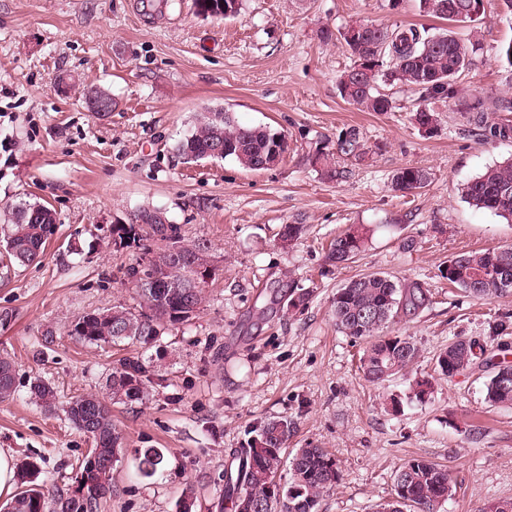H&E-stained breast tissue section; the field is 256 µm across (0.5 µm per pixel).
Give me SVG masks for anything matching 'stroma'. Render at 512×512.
<instances>
[{
  "mask_svg": "<svg viewBox=\"0 0 512 512\" xmlns=\"http://www.w3.org/2000/svg\"><path fill=\"white\" fill-rule=\"evenodd\" d=\"M359 20L436 25L419 0H243L224 20L199 16L193 0H164L152 17L141 0H0V222L22 201L57 218L40 262L10 263L0 239V356L17 365V394L0 403V449L42 458L47 485L72 488L91 446L67 420V401L108 396L113 366L134 357L153 385L146 398L112 407L124 452L98 512H176L186 488L192 512H221L237 449L281 417L295 424L289 447L316 445L340 462L342 480L318 512H374L414 457L447 465L457 484L440 512L512 500V408L487 403L484 367L436 380L425 402L383 407L432 375L453 341L491 353L512 345V334L491 333L512 326V294L477 301L440 275L452 255L512 244V224L460 193L512 157V140H483L465 113L441 102L437 130L419 131L407 86L387 87L388 112L348 103L337 79L354 57L319 31ZM474 30L481 48L457 80L459 99L512 97V72L498 57L512 42V15L484 0L474 23L453 27L464 40ZM92 86L114 95L117 108L88 112L83 92ZM224 110L240 125L285 134L287 154L258 171L230 158H180L177 141L203 114ZM351 127L373 152L326 180L312 158ZM405 165L429 169L432 180L404 197L391 177ZM145 207L164 211L184 240L208 245L205 301L190 322L150 340L80 342L69 334L74 320L132 305L128 269L165 247L136 223ZM299 223L305 233L282 244V226ZM130 224L134 240L116 245L113 229ZM351 224L367 230L363 251L330 263L327 244ZM373 272L424 283L430 294L392 326L416 341L417 361L380 387L365 380L360 343L330 312L338 288ZM293 291L308 293L306 304L291 305ZM37 380L56 392L53 410L31 400ZM140 448L163 450L162 477L136 475Z\"/></svg>",
  "mask_w": 512,
  "mask_h": 512,
  "instance_id": "obj_1",
  "label": "stroma"
}]
</instances>
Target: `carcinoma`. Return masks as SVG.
Segmentation results:
<instances>
[{"label":"carcinoma","instance_id":"1","mask_svg":"<svg viewBox=\"0 0 512 512\" xmlns=\"http://www.w3.org/2000/svg\"><path fill=\"white\" fill-rule=\"evenodd\" d=\"M482 0H419L425 16L448 23H467L479 14ZM210 16L225 19L224 7L232 15L240 11V0H194ZM363 22L357 21L343 29L320 31L324 41L337 35L351 50L354 63L342 72L340 94L363 112H389L392 101L379 90L380 85L401 83L418 94L413 110L416 127L430 132L437 125L432 104L449 103L457 98L455 78L470 63L479 41L464 42L445 29L430 34L414 26L389 28L374 24L355 37L351 32ZM468 123L485 140L512 138V97H499L487 103L473 98L465 104ZM221 121L202 116L192 132L179 141L176 151L186 161L204 159L214 141L231 143L233 149L225 157L243 167L253 166L267 157L277 132L261 126L238 124L229 112H220ZM367 147L360 131L348 128L339 134L336 153H322L313 159L328 178L342 175L336 158L360 160ZM431 172L420 166L405 165L393 175L394 190L411 193L426 187ZM461 196L469 205L489 210L512 222V159L490 167L469 180L461 188ZM11 224L5 240L9 258L20 265H29L43 256L45 245L54 232L55 214L49 207L30 202L15 205L8 215ZM175 233L165 237L167 248L176 251L180 263L149 272L145 266H134L128 276L136 283L138 310L116 305L96 314L78 318L71 335L78 340L109 345L124 340L151 338L159 335L167 324L188 321L204 300V278L194 270L199 254L207 251L205 243H184ZM366 241V229L351 226L336 235L329 244L328 259L336 264L353 260ZM441 276L467 296L490 300L512 293V245L484 251H471L448 258ZM429 302V291L420 282L403 284L382 273H368L350 279L331 300L336 327L345 335L366 343L360 368L366 380L382 385L396 375H403L419 357V348L410 335L385 333L397 319L414 315ZM486 354V350H481ZM479 354V355H481ZM479 355L470 342L457 340L439 352L435 372L443 377L470 370ZM482 363L490 367L485 383L486 399L492 405L512 407V363L488 358ZM16 367L8 358H0V402L15 397ZM148 368L138 358H124L112 368L110 396L84 394L71 398L66 415L70 424L91 439L89 455L101 463L91 482L79 493L48 491L37 483L42 472V459L26 457L18 463L20 488L6 507L10 512H97L100 500L111 492L112 469L123 454V436L112 422V404L132 401L148 393ZM428 379H419L409 386L408 402H424L432 394ZM31 398L47 409L55 406L52 388L37 380L31 385ZM292 422L286 418L271 419L256 429L248 446L240 450L242 465L236 476L226 477L225 494L239 512L242 501H248L250 512H318L322 497L340 480L336 457L325 448H297L287 453ZM166 460L158 448H144L135 454V470L139 477L152 479L160 475ZM403 483L407 496L376 505V510L392 512H438L442 503L455 495V483L448 469L425 458H413L398 469L394 483ZM278 483L281 494L272 498L269 486Z\"/></svg>","mask_w":512,"mask_h":512}]
</instances>
